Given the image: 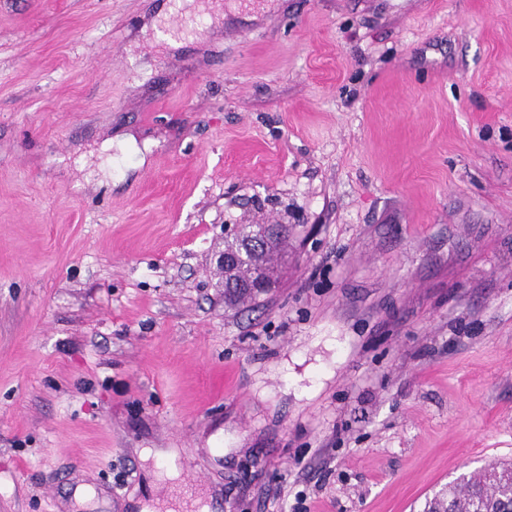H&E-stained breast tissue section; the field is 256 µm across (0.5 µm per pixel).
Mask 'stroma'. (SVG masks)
Returning <instances> with one entry per match:
<instances>
[{
	"label": "stroma",
	"instance_id": "1",
	"mask_svg": "<svg viewBox=\"0 0 512 512\" xmlns=\"http://www.w3.org/2000/svg\"><path fill=\"white\" fill-rule=\"evenodd\" d=\"M246 224L288 241L228 309ZM510 462L512 0H0V512H422Z\"/></svg>",
	"mask_w": 512,
	"mask_h": 512
}]
</instances>
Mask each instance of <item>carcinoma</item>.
<instances>
[{
  "instance_id": "obj_1",
  "label": "carcinoma",
  "mask_w": 512,
  "mask_h": 512,
  "mask_svg": "<svg viewBox=\"0 0 512 512\" xmlns=\"http://www.w3.org/2000/svg\"><path fill=\"white\" fill-rule=\"evenodd\" d=\"M264 232L262 224H247L237 237L224 243V251L232 252L240 247V238L258 237ZM288 238V226H281V236L270 241L267 248L250 254L239 262L234 272L224 273V292L237 306L256 299L260 292L246 288L259 268L269 274L275 273L278 265L280 245ZM450 512H512V473L486 476L476 474L462 478L453 487L452 497L448 499Z\"/></svg>"
}]
</instances>
